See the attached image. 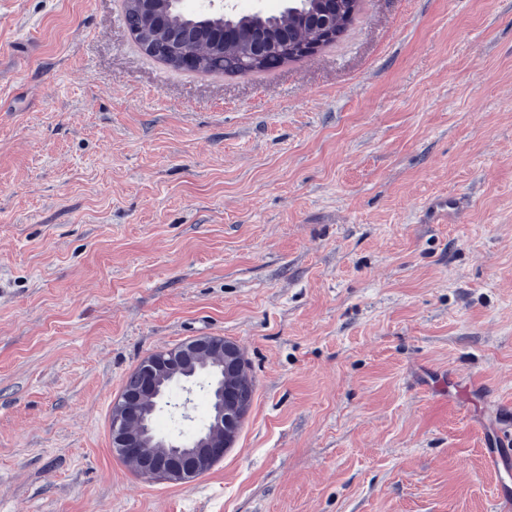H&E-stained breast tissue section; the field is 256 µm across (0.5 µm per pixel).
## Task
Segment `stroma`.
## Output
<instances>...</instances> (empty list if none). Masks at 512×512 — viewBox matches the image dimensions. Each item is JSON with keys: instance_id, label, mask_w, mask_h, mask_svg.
Here are the masks:
<instances>
[{"instance_id": "obj_1", "label": "stroma", "mask_w": 512, "mask_h": 512, "mask_svg": "<svg viewBox=\"0 0 512 512\" xmlns=\"http://www.w3.org/2000/svg\"><path fill=\"white\" fill-rule=\"evenodd\" d=\"M123 0H0L9 512H512V0H364L245 75L144 53ZM458 218L425 224L429 201ZM235 342L237 440L171 484L111 449L152 353ZM168 393L158 430L207 423Z\"/></svg>"}]
</instances>
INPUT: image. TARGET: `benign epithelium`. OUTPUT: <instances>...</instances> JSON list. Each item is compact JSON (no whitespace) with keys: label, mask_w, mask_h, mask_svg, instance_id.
I'll return each instance as SVG.
<instances>
[{"label":"benign epithelium","mask_w":512,"mask_h":512,"mask_svg":"<svg viewBox=\"0 0 512 512\" xmlns=\"http://www.w3.org/2000/svg\"><path fill=\"white\" fill-rule=\"evenodd\" d=\"M139 13L154 26L165 17L183 11V0H137ZM313 12V33L320 40L329 39L338 18L352 22L362 0H320ZM219 21L215 36L229 45L240 39L234 24L237 12L220 3L208 12ZM125 21L141 48L153 58L172 65V54L166 43L145 41L141 27L127 14ZM202 371L213 374L208 423L189 444L161 436L152 423L156 420L166 388L172 383L188 382ZM254 400V387L247 374L238 346L222 336H205L186 343L168 356L150 355L125 379L119 399L112 409V454L129 470L146 472L172 484L194 480L212 469L224 458L237 437L240 424Z\"/></svg>","instance_id":"benign-epithelium-1"}]
</instances>
